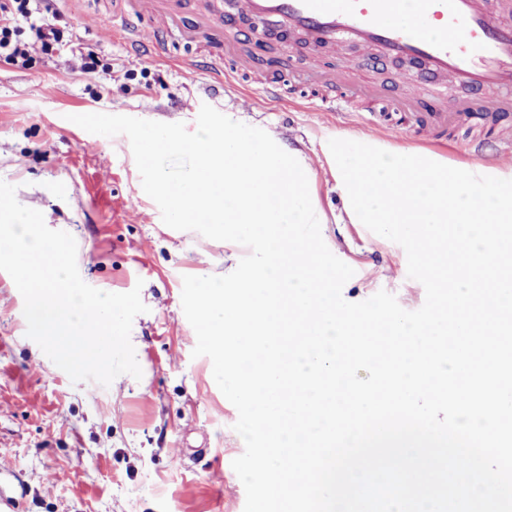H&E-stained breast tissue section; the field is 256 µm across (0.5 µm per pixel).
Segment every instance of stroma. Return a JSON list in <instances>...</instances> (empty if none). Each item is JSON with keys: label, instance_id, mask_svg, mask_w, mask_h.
Masks as SVG:
<instances>
[{"label": "stroma", "instance_id": "stroma-1", "mask_svg": "<svg viewBox=\"0 0 512 512\" xmlns=\"http://www.w3.org/2000/svg\"><path fill=\"white\" fill-rule=\"evenodd\" d=\"M113 0H56L61 23L97 54L84 71L75 57L40 54L26 68L0 65V180L46 225L70 233L77 266L90 286L110 293L140 288L146 313L135 317L131 342L141 378L123 374L104 386L75 382L27 337L24 299L0 271V488L18 512H244L245 489L232 468L245 444L236 408L215 383L210 358L193 357L195 331L181 304L187 275L226 274L247 247L166 226L143 190L127 136L92 134L75 115L107 113L184 123L195 130L202 105L236 111L239 122L275 133L314 175L322 237L354 276L342 295L360 302L384 290L408 311L425 302L409 278L405 250L364 225L344 221L328 142L355 139L353 116L299 110L314 89L306 71L330 62L334 49L310 57L305 46L267 56L289 58L280 102L242 111V80L213 91L201 63L204 36L167 35L159 54L131 52L109 33ZM394 60L361 58L357 79L397 108L406 87ZM389 146L419 150L452 166L508 165L492 127L477 114L452 120L432 138L418 128Z\"/></svg>", "mask_w": 512, "mask_h": 512}]
</instances>
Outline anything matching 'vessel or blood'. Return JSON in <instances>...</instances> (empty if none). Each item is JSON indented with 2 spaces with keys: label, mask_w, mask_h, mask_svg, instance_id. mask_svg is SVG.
Segmentation results:
<instances>
[{
  "label": "vessel or blood",
  "mask_w": 512,
  "mask_h": 512,
  "mask_svg": "<svg viewBox=\"0 0 512 512\" xmlns=\"http://www.w3.org/2000/svg\"><path fill=\"white\" fill-rule=\"evenodd\" d=\"M183 7L184 0H132L116 12L114 32L135 51L148 42L162 47L161 33L142 29L141 18L170 19ZM235 12L302 37L316 52L345 41L364 56L418 62L435 82L483 88L479 114L512 112V0H415L410 9L403 0H235ZM356 67V59L337 56L321 69L322 85L336 92L331 111H345L352 94L372 99V88H351ZM249 83L243 109L280 96L266 71L251 73Z\"/></svg>",
  "instance_id": "1"
}]
</instances>
